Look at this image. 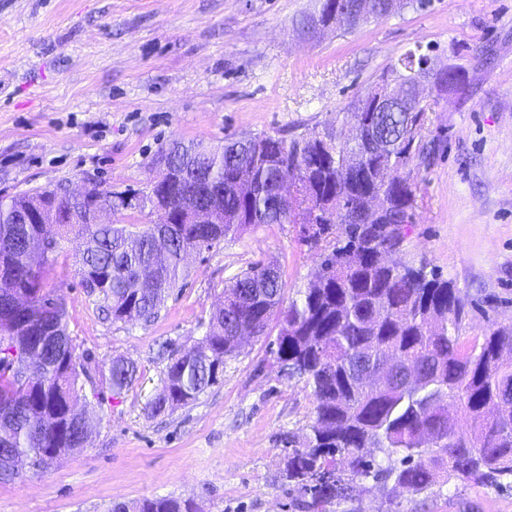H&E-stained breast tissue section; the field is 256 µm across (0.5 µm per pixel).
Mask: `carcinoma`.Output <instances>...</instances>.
Segmentation results:
<instances>
[{
  "instance_id": "1",
  "label": "carcinoma",
  "mask_w": 512,
  "mask_h": 512,
  "mask_svg": "<svg viewBox=\"0 0 512 512\" xmlns=\"http://www.w3.org/2000/svg\"><path fill=\"white\" fill-rule=\"evenodd\" d=\"M429 60L410 54L392 75L408 76ZM425 122L424 111L376 113L375 134L397 149L358 162L350 145L330 131L317 147L311 144L316 134L290 141L271 134L231 138L217 149L173 142L156 154L187 172L158 191L174 208L169 224L88 222L101 202L123 206L96 184L81 202L67 198L60 186L1 195L0 480L85 448L67 410L83 397L87 368L77 363L64 304L43 288L54 256L33 263L24 251L27 240L47 226L60 249L76 234L84 288L103 301L112 321L147 322L185 276L187 248L215 246L203 241L209 228L223 241L258 224H301L312 217L318 231L309 246L328 276L309 282L288 302L278 267L257 264L236 276L191 357L179 355L166 367L162 388L149 403L152 413L195 401L218 382L225 359L241 347L239 337L263 336L275 320L277 357L305 380L315 400L302 446L284 458L285 478L310 498L304 508L319 512L349 498L354 482L369 479L419 494L441 479L484 487L511 478L512 359L502 360L501 352L512 351V327L464 337V305L447 279L423 263L389 269L377 261L381 250L404 247L417 206L410 173L431 158ZM242 166L251 168V180L237 181ZM290 166L298 167V186L284 203L281 180ZM212 185L224 187L218 204ZM372 192L389 201L382 217L364 207ZM208 207L218 223H193V210ZM12 293L26 298L28 312L13 310ZM390 353L418 364L428 377L426 388L406 383L399 367L390 385L363 391L360 377ZM136 372L134 363L115 358L105 383L120 393ZM461 417L472 424L465 443L455 437ZM113 508L199 512L194 502L170 497Z\"/></svg>"
}]
</instances>
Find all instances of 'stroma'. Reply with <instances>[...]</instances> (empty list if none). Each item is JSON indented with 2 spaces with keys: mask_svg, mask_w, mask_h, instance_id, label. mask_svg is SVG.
Segmentation results:
<instances>
[{
  "mask_svg": "<svg viewBox=\"0 0 512 512\" xmlns=\"http://www.w3.org/2000/svg\"><path fill=\"white\" fill-rule=\"evenodd\" d=\"M320 0H0V195L58 183L148 193L152 160L173 141L223 145L268 132L348 130L350 105L411 52L466 73L461 91L427 87L425 139L441 149L414 169L417 207L402 260L448 278L462 333L512 326V0H425L320 37L304 20ZM77 241L44 276L61 298L78 363L94 380L80 406L87 448L0 483V512H109L152 497L201 512H304L283 459L314 413L304 379L279 362L277 326L224 363L219 382L151 415L171 359L201 341L224 289L277 265L286 299L319 267L293 224H262L192 253L149 322L107 319L81 284ZM137 378L102 385L113 358ZM323 512H512V483L391 495L356 484Z\"/></svg>",
  "mask_w": 512,
  "mask_h": 512,
  "instance_id": "obj_1",
  "label": "stroma"
}]
</instances>
